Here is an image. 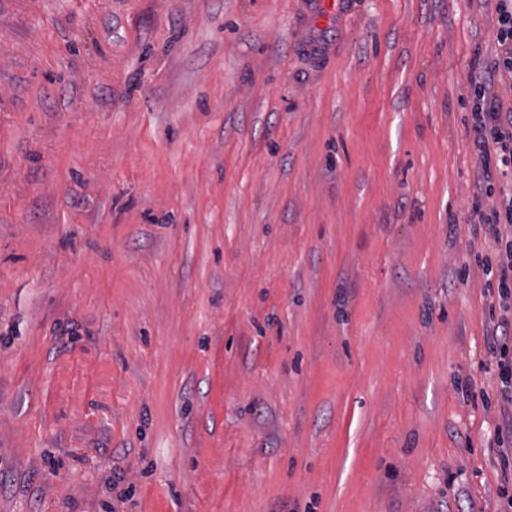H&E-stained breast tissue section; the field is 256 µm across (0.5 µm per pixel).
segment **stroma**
<instances>
[{"mask_svg": "<svg viewBox=\"0 0 512 512\" xmlns=\"http://www.w3.org/2000/svg\"><path fill=\"white\" fill-rule=\"evenodd\" d=\"M350 4L0 0V512L512 494L471 235L498 0Z\"/></svg>", "mask_w": 512, "mask_h": 512, "instance_id": "1", "label": "stroma"}]
</instances>
